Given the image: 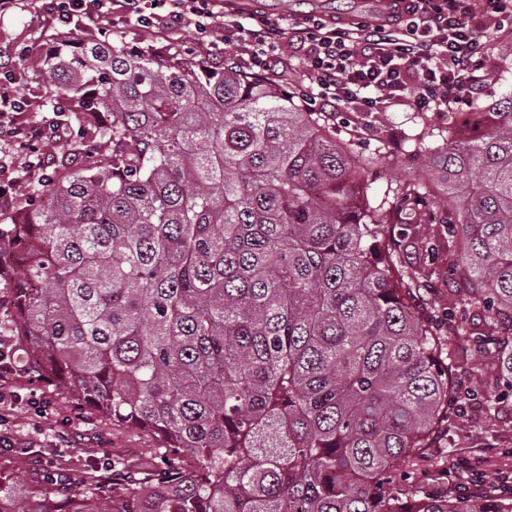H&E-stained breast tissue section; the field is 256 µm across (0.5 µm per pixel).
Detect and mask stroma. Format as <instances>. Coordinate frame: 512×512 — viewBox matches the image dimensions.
I'll list each match as a JSON object with an SVG mask.
<instances>
[{
    "instance_id": "obj_1",
    "label": "stroma",
    "mask_w": 512,
    "mask_h": 512,
    "mask_svg": "<svg viewBox=\"0 0 512 512\" xmlns=\"http://www.w3.org/2000/svg\"><path fill=\"white\" fill-rule=\"evenodd\" d=\"M240 6L247 11L261 10L282 23L308 15L352 16L360 10L359 0H345L340 6L334 0H306L301 6L295 0H240ZM108 34L102 29L55 27L39 15L36 0H19L16 8L0 15V57L8 56L18 46L28 51L27 58L15 67L27 121L48 125L57 105L42 75L48 50L68 36L83 42ZM109 35L133 45L147 40L158 50L173 40L186 57L210 64L220 61L219 56L209 55L198 45L195 33L189 29L147 38L139 28L129 25ZM469 117L465 108L422 113L397 104L365 121L356 113L344 114L334 120L333 126L337 140L348 143L356 157L368 160L364 177L369 199L376 204L390 184L423 175L420 159L407 151L409 139H420L432 149L441 147L448 134L461 129ZM389 148L395 149L397 163L390 167L375 164V157ZM25 161V155H16L9 171L0 176V182L9 184L11 192L10 198L0 199L2 214L29 204L38 195L39 178L28 173ZM440 342L453 360L457 395L449 402L448 419L432 436L414 478L429 491L442 494L450 490L460 496L511 491L512 393L486 368V357L470 336H444ZM11 388L24 397L37 393L48 407L40 415L24 405L16 408L9 429L24 445L12 451L0 449L1 476L27 483L52 469L57 474L54 491L61 494L80 484L104 460L123 462L131 470L159 460L160 443L155 437L132 427L113 425L81 398L45 384L25 369H18Z\"/></svg>"
}]
</instances>
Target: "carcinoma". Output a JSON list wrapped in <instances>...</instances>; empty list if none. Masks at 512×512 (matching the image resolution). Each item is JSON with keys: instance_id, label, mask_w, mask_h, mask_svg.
<instances>
[{"instance_id": "obj_1", "label": "carcinoma", "mask_w": 512, "mask_h": 512, "mask_svg": "<svg viewBox=\"0 0 512 512\" xmlns=\"http://www.w3.org/2000/svg\"><path fill=\"white\" fill-rule=\"evenodd\" d=\"M120 40L49 54L56 126L77 144L7 218L25 364L102 416L157 436L153 473L116 466L55 497L0 478V512H512V496L435 495L398 472L423 458L455 392L419 270L462 307L512 391V98L436 151L438 180L378 206L366 163L276 81ZM395 224L383 239L379 225ZM459 248L440 258L442 240ZM448 291V286L441 278L428 279L419 288H412L411 298L414 304L429 317H440L439 300Z\"/></svg>"}]
</instances>
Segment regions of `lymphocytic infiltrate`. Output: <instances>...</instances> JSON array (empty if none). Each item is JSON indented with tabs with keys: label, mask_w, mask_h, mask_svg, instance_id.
Listing matches in <instances>:
<instances>
[{
	"label": "lymphocytic infiltrate",
	"mask_w": 512,
	"mask_h": 512,
	"mask_svg": "<svg viewBox=\"0 0 512 512\" xmlns=\"http://www.w3.org/2000/svg\"><path fill=\"white\" fill-rule=\"evenodd\" d=\"M39 10L60 27H89L107 16L149 33L191 28L205 41L217 32L249 75L298 59L312 78L303 106L331 116L398 103L420 112L469 103L494 65L492 36L512 30V0H409L380 24L310 15L286 26L229 0H40ZM21 106L15 74L1 72L0 171L16 148L47 137L43 126L22 119Z\"/></svg>",
	"instance_id": "obj_1"
}]
</instances>
